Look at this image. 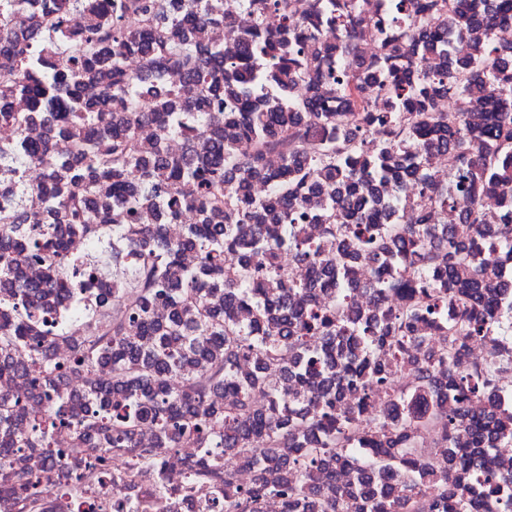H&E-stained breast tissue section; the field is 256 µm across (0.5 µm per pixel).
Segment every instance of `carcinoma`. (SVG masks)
<instances>
[{
	"label": "carcinoma",
	"instance_id": "carcinoma-1",
	"mask_svg": "<svg viewBox=\"0 0 512 512\" xmlns=\"http://www.w3.org/2000/svg\"><path fill=\"white\" fill-rule=\"evenodd\" d=\"M251 25L239 54L204 43L205 31L237 16L221 0H0V122L37 119L46 140L0 148L13 164L42 166L41 212L0 213V376L24 378L53 404L13 430L16 403L0 395V464L14 448L48 456L50 431L104 434L133 464L141 426L159 447L189 438L207 449L196 464L227 453L258 465L246 488L224 469V512H512V468L480 470L494 448L512 445V322L502 307L512 280L497 254L512 251V46L495 38L512 0H389L377 21L380 53L363 60L368 18L356 0H236ZM86 10L74 30L69 17ZM273 12L280 23L266 25ZM142 26L133 28L128 15ZM479 27L483 42L465 60L448 58V36ZM128 54L146 69L131 74ZM177 66L197 88L185 98L160 76ZM333 89L336 106L317 97ZM473 96V112L441 110L443 96ZM21 98L27 114L1 103ZM158 126L142 152L135 131ZM195 133L179 159L166 140ZM451 151L454 177L439 181L429 155ZM280 155L271 168L267 156ZM269 184L264 199L254 182ZM499 197L492 216L480 200ZM457 210L474 237L429 223L433 207ZM160 223L139 224L141 209ZM181 238L165 225L184 215ZM320 225L309 237L306 224ZM112 234L114 292L125 309L104 332L60 364L43 354L63 346L46 300L67 305L96 269L67 257V236ZM288 248L305 266L280 265ZM196 250L187 267L183 252ZM29 257L52 271L30 281ZM224 292L211 311L207 296ZM165 302L164 324L151 307ZM492 353L466 372L455 364L476 336ZM111 367L108 379L99 365ZM88 386L89 407L69 414L57 385ZM233 396L222 409L216 389ZM434 432V456L416 455ZM25 507L41 508L46 486L19 474Z\"/></svg>",
	"mask_w": 512,
	"mask_h": 512
}]
</instances>
